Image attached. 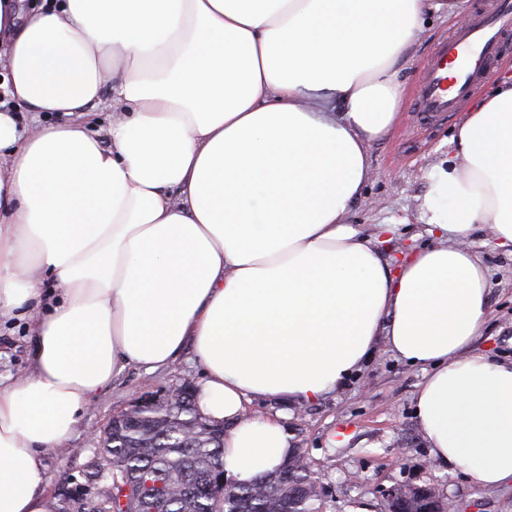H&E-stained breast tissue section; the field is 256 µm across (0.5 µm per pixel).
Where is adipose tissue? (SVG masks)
<instances>
[{"label": "adipose tissue", "mask_w": 512, "mask_h": 512, "mask_svg": "<svg viewBox=\"0 0 512 512\" xmlns=\"http://www.w3.org/2000/svg\"><path fill=\"white\" fill-rule=\"evenodd\" d=\"M455 0H0V314L33 366L0 387V512H52L43 456L130 368L191 350L224 474L293 452L289 405L344 383L379 342L425 375L432 458L512 482V362L471 352L488 225L512 246V79L463 113L426 175L436 245L390 265L348 216L391 133L428 12ZM110 97L105 133L89 118ZM57 113L22 122L14 104ZM257 398L281 402L248 416Z\"/></svg>", "instance_id": "1"}]
</instances>
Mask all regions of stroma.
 Returning a JSON list of instances; mask_svg holds the SVG:
<instances>
[{
  "instance_id": "obj_1",
  "label": "stroma",
  "mask_w": 512,
  "mask_h": 512,
  "mask_svg": "<svg viewBox=\"0 0 512 512\" xmlns=\"http://www.w3.org/2000/svg\"><path fill=\"white\" fill-rule=\"evenodd\" d=\"M455 19L428 17L426 31L403 63L400 78L407 86L400 121L394 132L372 142L368 159L372 178L352 208L349 221L369 235L383 224L397 233L383 244L386 259L402 247L429 245L425 217L426 173L447 162L458 114L428 121L416 110L422 71L435 46L447 37ZM471 243L488 268L489 318L473 351L512 359V251L494 246L485 228ZM31 353L26 319L0 317V382L30 372ZM424 376L387 345H379L360 371L335 392L297 408L287 421L295 447L305 449L326 487L322 512H382L383 492L397 484L434 487L450 499L456 512H512V484L485 488L460 469L432 459L413 414V398ZM201 371L192 351L167 368L147 374L132 369L121 374L106 395L88 405L65 448L44 457L45 489L62 512V488L84 485V475L102 445L112 417L143 395L163 396L184 383L198 384Z\"/></svg>"
}]
</instances>
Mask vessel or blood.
<instances>
[{
	"label": "vessel or blood",
	"mask_w": 512,
	"mask_h": 512,
	"mask_svg": "<svg viewBox=\"0 0 512 512\" xmlns=\"http://www.w3.org/2000/svg\"><path fill=\"white\" fill-rule=\"evenodd\" d=\"M510 32L512 0H487L465 27L449 32L425 68L416 94L418 111L431 116L457 111L501 56Z\"/></svg>",
	"instance_id": "vessel-or-blood-1"
}]
</instances>
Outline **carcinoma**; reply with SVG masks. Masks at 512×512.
Segmentation results:
<instances>
[{
	"label": "carcinoma",
	"instance_id": "obj_1",
	"mask_svg": "<svg viewBox=\"0 0 512 512\" xmlns=\"http://www.w3.org/2000/svg\"><path fill=\"white\" fill-rule=\"evenodd\" d=\"M181 388L173 400L108 424L88 481L107 469L112 487L74 501V512H144L154 502L161 512H321L319 473L296 460L250 482L225 478L224 428L199 414L191 385Z\"/></svg>",
	"mask_w": 512,
	"mask_h": 512
}]
</instances>
